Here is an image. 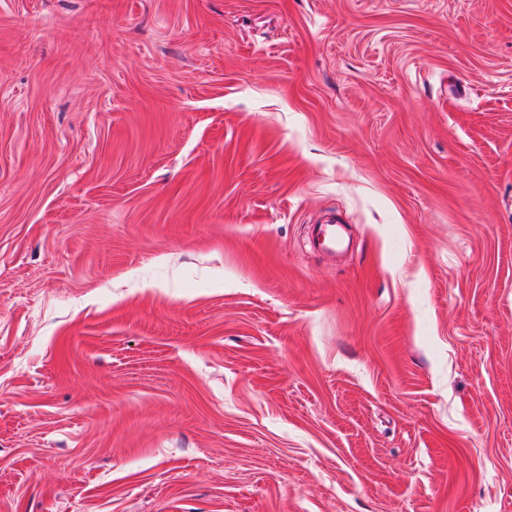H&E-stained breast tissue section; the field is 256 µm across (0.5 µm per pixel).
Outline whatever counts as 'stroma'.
<instances>
[{"label":"stroma","instance_id":"obj_1","mask_svg":"<svg viewBox=\"0 0 512 512\" xmlns=\"http://www.w3.org/2000/svg\"><path fill=\"white\" fill-rule=\"evenodd\" d=\"M0 512H512V0H0Z\"/></svg>","mask_w":512,"mask_h":512}]
</instances>
